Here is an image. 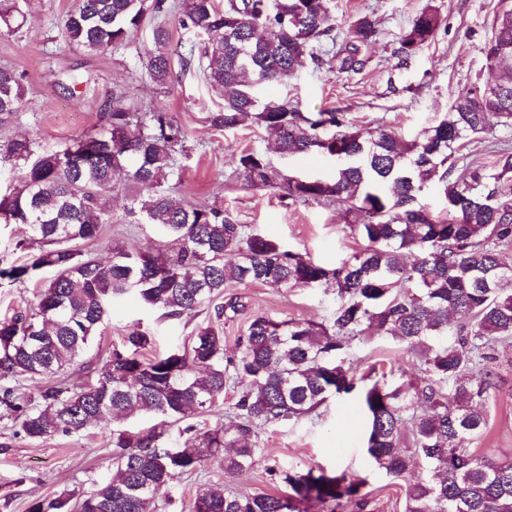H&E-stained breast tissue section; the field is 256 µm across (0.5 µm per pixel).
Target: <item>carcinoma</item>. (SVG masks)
<instances>
[{
	"label": "carcinoma",
	"mask_w": 512,
	"mask_h": 512,
	"mask_svg": "<svg viewBox=\"0 0 512 512\" xmlns=\"http://www.w3.org/2000/svg\"><path fill=\"white\" fill-rule=\"evenodd\" d=\"M168 8L166 0H70L63 36L71 46L104 53ZM181 12L189 39L178 57L169 51L167 27H152L151 82L164 89L174 64L185 72L196 63L224 101L212 126L233 130L250 116L274 135L282 158L332 159L326 178L284 173L255 150L241 151L233 162L253 189L357 213L348 228L365 246L329 269L248 231L221 205L175 200L168 179L186 151L184 131L164 112L132 109L122 93L112 99L103 130L61 149L30 136L0 144V154L21 171L19 183L0 195V223L22 226L18 246L30 253L27 262L0 269V277L24 283L43 269L54 272L36 305L0 320V418L32 441L134 415L160 419L149 430H112L115 477L93 482L76 500H38L30 512H156L162 490L197 472L209 456L230 448L226 469H249L257 428L303 418L329 398L352 393L368 419L366 450L377 469L399 479L416 459L431 469L430 479L408 488L404 512H512V462L465 444L487 427L495 348L512 344V267L499 259V247L512 243V148L495 143L492 164L469 162L457 170L466 144L490 132L489 117L512 129V8L497 15V33L481 47L499 80L466 89L447 116L411 139L380 126L358 129L342 112H302L260 98L261 86L297 79L302 55L314 44L336 43L330 0H182ZM23 23L19 0H0V33ZM442 24L429 7L417 14L399 37V62L418 55ZM376 34L371 17L351 21L335 54L339 71L359 73L362 47ZM24 95L25 75L0 66L1 126ZM432 185L445 200L440 214L421 203ZM119 189L128 199V222L156 227L174 249L119 246L101 263L76 248L112 223V194ZM232 282H328L336 288V313L327 325L257 315L238 339L239 354L227 361L223 331L212 323L159 359L140 357L149 338L135 327L97 377L48 385L36 398L19 393L20 378L48 377L71 365L114 303L131 297L166 317H190ZM375 334L416 354L424 366L420 382L399 368L356 387L347 349ZM231 385L239 389L234 430L189 424L182 444L169 445L166 427L217 406ZM284 481L288 495L204 488L190 512H303L304 503L336 512L348 503L367 505L363 481L344 474L309 470Z\"/></svg>",
	"instance_id": "cac0c4a2"
}]
</instances>
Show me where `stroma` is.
I'll list each match as a JSON object with an SVG mask.
<instances>
[{
    "instance_id": "1",
    "label": "stroma",
    "mask_w": 512,
    "mask_h": 512,
    "mask_svg": "<svg viewBox=\"0 0 512 512\" xmlns=\"http://www.w3.org/2000/svg\"><path fill=\"white\" fill-rule=\"evenodd\" d=\"M70 0H27L25 23L19 32L0 34V64L26 76L25 102L5 126L0 143L30 135L44 147L57 149L71 138L92 132L103 123L104 107L113 93L126 91L132 103L146 111L164 112L184 129L187 150L179 157L174 196L199 205L224 206L238 223L276 240L288 249L333 268L359 248L347 229L344 214L313 202L279 198L274 190H254L238 174L233 157L245 149L264 152L280 169L309 177L327 175L331 160L311 155L286 160L275 151L271 136L252 121L225 131L213 127L211 115L223 101L205 83L199 69L175 72L166 91L148 80L146 52L150 30L142 28L127 42L104 54L66 45L61 20ZM339 24L355 16H370L377 23L375 42L364 46L362 72L347 74L328 65L331 51H323L324 65L305 61L291 85H269L261 96L287 100L304 112L345 113L356 128L379 125L413 137L423 127L444 118L453 101L474 83L492 80L480 52L491 38L495 15L512 7V0H333ZM437 9L444 24L435 40L407 66L397 67L393 55L398 39L411 19L424 7ZM127 200L112 199V224L100 237L80 243L83 252L108 260L117 246L155 243L161 234L148 224L125 221ZM225 298L235 300L237 311L216 317L213 304L201 306L194 317L171 319L143 310L134 299L114 304L100 335L96 336L58 380L76 382L100 371L112 351L134 324L151 335L142 350L153 358L183 346L197 327L220 319L224 350L235 355L237 341L254 316L275 320L328 322L336 309L333 288L279 287L230 283ZM346 364L356 376H380L401 366L408 377L421 376L415 355L389 336L353 340ZM497 388L487 405L488 425L471 440L477 453L512 460V344L500 346L493 364ZM365 421L354 397L331 399L310 416L297 421L258 428L255 464L243 473L224 469L223 454L206 460L202 471L174 480L159 500V512H189L198 491L206 486L249 494L288 492L283 473L324 470L327 474H353L365 478V512H403L407 484L375 470L366 454ZM112 427L101 424L74 437L42 443L25 438L18 426L0 420V512H29L39 499L62 493L80 496L92 481L111 478Z\"/></svg>"
}]
</instances>
